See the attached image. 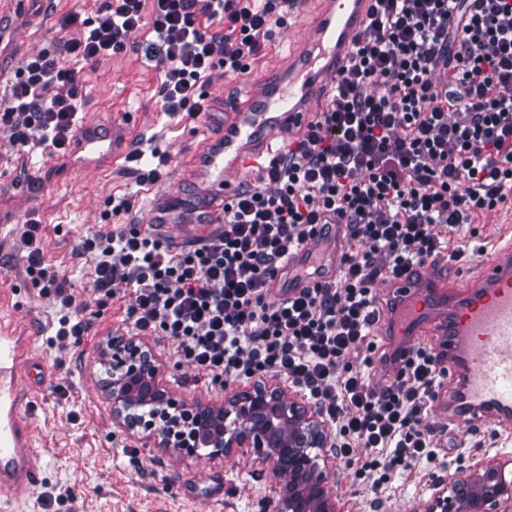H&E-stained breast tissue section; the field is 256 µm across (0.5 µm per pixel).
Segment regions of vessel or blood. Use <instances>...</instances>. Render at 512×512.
<instances>
[{
	"instance_id": "1",
	"label": "vessel or blood",
	"mask_w": 512,
	"mask_h": 512,
	"mask_svg": "<svg viewBox=\"0 0 512 512\" xmlns=\"http://www.w3.org/2000/svg\"><path fill=\"white\" fill-rule=\"evenodd\" d=\"M317 9L297 51L282 74L256 77L222 113L224 133L207 139L195 158L198 201L180 205L173 196L149 201L154 224H220L224 201L235 192L227 184L228 171L243 172L263 164L276 139L287 131H301L311 120L321 92L336 80L354 35L365 23L373 0H316ZM111 140V160L128 154L129 138L121 119H113L110 135L85 125L77 150L93 149ZM338 227L325 225L319 236L287 257L274 285L280 294L292 292L294 266L310 261ZM428 293L418 291L416 279L395 278L391 291L398 302V318L415 332L434 337L436 352L448 364V396L442 409L460 424L488 418L512 419V238L497 246L495 255L480 264L476 283L461 295H450L429 278ZM32 336L16 323L0 322V492L22 493L40 479L27 454L33 437L27 406L16 377L32 369Z\"/></svg>"
}]
</instances>
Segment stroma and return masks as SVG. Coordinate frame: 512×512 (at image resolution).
I'll return each mask as SVG.
<instances>
[{"label": "stroma", "instance_id": "1", "mask_svg": "<svg viewBox=\"0 0 512 512\" xmlns=\"http://www.w3.org/2000/svg\"><path fill=\"white\" fill-rule=\"evenodd\" d=\"M110 0H0V98L17 77L22 61L49 52L61 67L73 59L61 48L66 19H95ZM308 7L275 28L257 56L261 66H285L290 43L299 40ZM153 38L150 26L132 35L134 49L84 65L81 71V121L99 128L112 126L113 115L124 116L132 139L141 148L138 161L84 162L78 155L58 157L35 149L30 168H23L6 134L0 133V315L13 319L33 336L34 357L51 374L38 383L34 371L22 372L21 388L32 390L29 419L34 433L29 451L41 473L38 486L21 496L0 497V512H44L42 494L56 488L63 499L58 512H263L274 482L268 465L248 448L224 457L199 450L176 459L142 429L125 431L112 421V404L102 353L111 337L127 334L125 312L132 301L123 291L102 300L92 283L93 263L81 255L86 238L118 224L142 223L147 200L174 193L195 200L198 186L183 179L202 136V121L161 108V74L142 52ZM157 170L154 183L137 185L140 170ZM129 197L133 208L115 216L111 199ZM37 220L46 266L70 281L78 316L91 323L78 346L50 345L60 317V303L32 282L19 235L23 224ZM512 228V207L476 215L472 224L451 237L452 250L467 249L471 238L493 242ZM378 351L372 359L350 354L348 361L368 373L373 386L384 383L383 367L404 344L391 330L376 332ZM138 345L159 361V383L188 404L220 407L233 385L208 388L197 384L196 370L181 361L174 341L158 336L137 337ZM434 433L442 462L424 461L398 470L381 489L361 476L357 462L331 460L330 470L344 512H415L429 500L441 479L468 471L478 463L512 459V425L491 418L477 427L449 421L430 403L422 421Z\"/></svg>", "mask_w": 512, "mask_h": 512}]
</instances>
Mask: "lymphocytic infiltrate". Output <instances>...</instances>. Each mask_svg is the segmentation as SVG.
Wrapping results in <instances>:
<instances>
[{"mask_svg":"<svg viewBox=\"0 0 512 512\" xmlns=\"http://www.w3.org/2000/svg\"><path fill=\"white\" fill-rule=\"evenodd\" d=\"M302 0H112L63 39L84 63L118 54L150 24L145 57L160 70L164 111H209L215 69L246 73L273 30ZM77 70L55 57L24 60L0 132L17 152L38 142L66 155L78 138ZM512 204V0H374L325 108L285 142L256 186L224 202L214 234L175 249L154 230L121 224L87 238L93 286L134 299L125 320L138 336L177 344L211 387L276 375L309 395L336 429L341 460H357L373 488L398 468L439 452L421 416L439 386V360L419 348L390 384L372 386L347 355L371 348L374 288L447 254L441 233ZM320 224H339L348 248L338 276L307 278L272 299L283 260ZM39 224L20 238L27 271L65 309L54 341L79 345L89 329L72 314L68 281L46 267Z\"/></svg>","mask_w":512,"mask_h":512,"instance_id":"obj_1","label":"lymphocytic infiltrate"}]
</instances>
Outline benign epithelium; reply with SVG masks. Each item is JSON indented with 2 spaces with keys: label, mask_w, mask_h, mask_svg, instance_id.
Returning a JSON list of instances; mask_svg holds the SVG:
<instances>
[{
  "label": "benign epithelium",
  "mask_w": 512,
  "mask_h": 512,
  "mask_svg": "<svg viewBox=\"0 0 512 512\" xmlns=\"http://www.w3.org/2000/svg\"><path fill=\"white\" fill-rule=\"evenodd\" d=\"M105 360L112 370V419L119 427L151 430L179 457L202 448L212 457L253 448L284 476L272 487L273 512H344L329 475L333 449L324 424L282 389L257 383L235 392L221 408L191 406L161 387L154 356L134 339L112 337ZM506 467L489 461L466 476L449 478L424 512H509L512 478Z\"/></svg>",
  "instance_id": "1"
}]
</instances>
